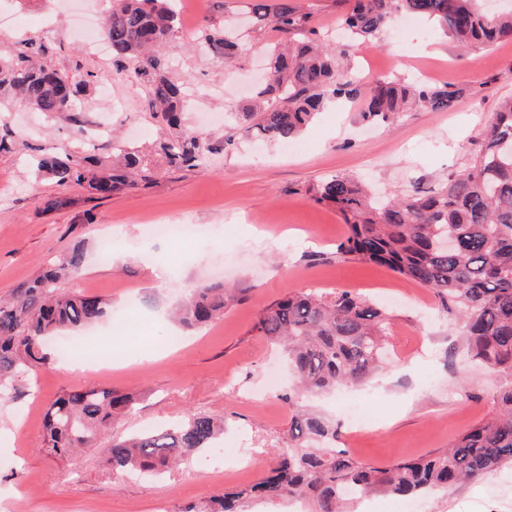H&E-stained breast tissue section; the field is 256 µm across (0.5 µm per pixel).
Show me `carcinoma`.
<instances>
[{
	"mask_svg": "<svg viewBox=\"0 0 512 512\" xmlns=\"http://www.w3.org/2000/svg\"><path fill=\"white\" fill-rule=\"evenodd\" d=\"M170 2L111 0L100 36L110 45L113 73L142 82L156 111L177 130L156 145L158 153L172 164L194 167L210 147L201 136L181 130L190 78L172 79L160 53L178 30ZM344 2L342 22L363 43L377 40L395 12L432 22L466 48L512 36V10L492 17L481 0ZM252 13L271 22L281 41L267 48L264 84L249 103L235 108L242 139L286 143L301 135L329 102L341 98L360 102V121L392 124L412 110L445 111L459 96L452 86L425 82L361 84L344 63L346 51L329 46L294 0H254ZM203 40L226 60L240 51L236 41L216 30H205ZM91 78L79 66L67 71L39 63L27 46L0 49V95L31 112L66 118L80 111ZM121 153L123 161L104 170L90 168L88 157L76 150L34 156L32 165L57 190L46 205L67 204L77 186L101 198L134 188L136 170L147 180L140 155ZM314 199L334 205L345 221L337 253L386 266L429 288L458 323L467 356L512 378V97L500 102L485 126L469 168L448 173L439 187L379 200L357 178L336 175L316 186ZM444 235L455 236V248L437 247ZM83 263L84 248L77 244L0 301V400L18 397V382L47 360L45 338L100 324L111 315L109 302L60 288ZM225 305L223 286L200 285L191 289L179 322L186 328L212 324L224 317ZM255 328L283 347L296 376L282 394L291 411L288 446L276 449L274 465L256 482L189 512H245L251 499L276 503L285 497L309 503L310 512H344L352 491L360 498L378 492L415 497L512 465V382L499 391L493 418L433 454L380 466L336 447V426L308 408V400L363 384L380 367L389 315L378 304L348 290L288 294L261 312ZM134 408L132 395L107 387L62 394L45 415L49 453L65 457L76 448L96 446L112 419ZM223 435L224 422L193 415L112 438L102 449L103 462L116 478L135 472L156 475L181 458L211 450Z\"/></svg>",
	"mask_w": 512,
	"mask_h": 512,
	"instance_id": "1",
	"label": "carcinoma"
}]
</instances>
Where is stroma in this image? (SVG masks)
<instances>
[{"label": "stroma", "instance_id": "stroma-1", "mask_svg": "<svg viewBox=\"0 0 512 512\" xmlns=\"http://www.w3.org/2000/svg\"><path fill=\"white\" fill-rule=\"evenodd\" d=\"M321 32L345 46L366 84L380 79L447 83L460 89L446 112H412L397 124L365 125L355 110L330 105L299 138L301 150L281 143L238 141L226 106L246 99L264 68L270 24L250 17L251 0H204L203 11L179 27L162 53L174 74L193 78L185 129L201 134L210 150L192 169L172 166L155 151L169 130L152 112L146 88L112 77V59L95 54L74 33L72 16L85 0H13L0 21V47L32 43L40 60L61 68L82 66L93 79L83 108L50 119L0 100V135L13 132L0 152V298L38 276L45 261L83 244L80 276L63 282L110 300L113 312L132 310L123 329L107 321L84 329L92 348L117 363L91 375L69 372L52 355L22 382L19 397L0 403V512H180L206 504L224 490L254 482L288 443L290 412L279 396L289 378L281 351L259 336L260 313L282 296L313 289H348L390 310L388 358L366 385L335 397L312 399L334 421L338 447L376 465L431 454L497 411L504 374L470 362L457 346L458 326L434 294L390 269L340 257L346 225L335 206L316 202L314 186L335 175L368 181L380 194L431 189L449 172L467 168L500 97L512 94V38L460 53L423 21L397 16L377 46L348 41L338 26L343 0H295ZM235 24L242 50L232 67L213 50L197 47L204 25ZM88 131L85 156L109 165L117 147L149 161L151 178L107 198L73 188L70 204L47 209L53 182L26 163L44 150L75 145ZM182 221L197 240L176 248L153 237L151 224ZM114 245L102 262L95 245ZM165 271L158 279L157 271ZM223 283L222 319L187 329L170 317L189 290ZM107 386L137 398L134 413L117 417L116 435H134L192 415L224 422V439L245 456L235 470L218 468L205 454L180 461L158 479H115L100 448L67 460L47 454L45 413L64 392ZM366 400L372 428L348 418L347 397ZM422 512H512V471L505 469L445 491L421 496Z\"/></svg>", "mask_w": 512, "mask_h": 512}]
</instances>
